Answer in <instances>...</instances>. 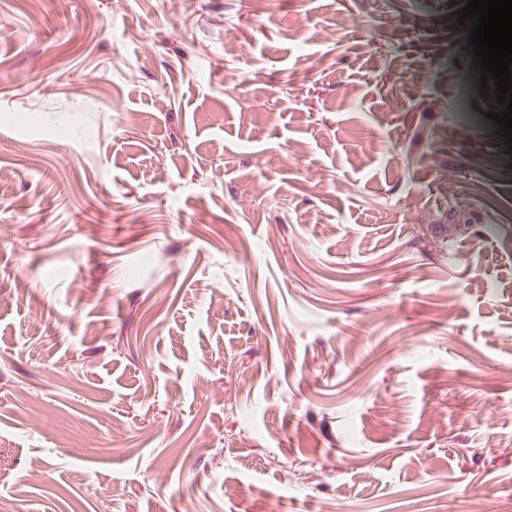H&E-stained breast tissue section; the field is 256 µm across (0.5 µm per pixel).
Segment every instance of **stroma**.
Returning a JSON list of instances; mask_svg holds the SVG:
<instances>
[{
	"mask_svg": "<svg viewBox=\"0 0 512 512\" xmlns=\"http://www.w3.org/2000/svg\"><path fill=\"white\" fill-rule=\"evenodd\" d=\"M467 2L0 0V512L512 495Z\"/></svg>",
	"mask_w": 512,
	"mask_h": 512,
	"instance_id": "stroma-1",
	"label": "stroma"
}]
</instances>
